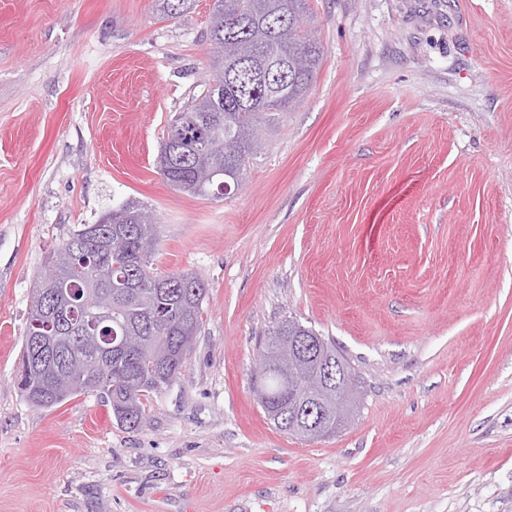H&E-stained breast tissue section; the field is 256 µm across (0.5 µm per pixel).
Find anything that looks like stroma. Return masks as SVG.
I'll return each instance as SVG.
<instances>
[{
  "label": "stroma",
  "mask_w": 512,
  "mask_h": 512,
  "mask_svg": "<svg viewBox=\"0 0 512 512\" xmlns=\"http://www.w3.org/2000/svg\"><path fill=\"white\" fill-rule=\"evenodd\" d=\"M213 2L0 0V512H512V0H309V94L202 198L155 160ZM132 200L207 294L144 423L97 429L103 398L34 408L17 367L49 253ZM286 318L359 376L329 438L252 392Z\"/></svg>",
  "instance_id": "1"
}]
</instances>
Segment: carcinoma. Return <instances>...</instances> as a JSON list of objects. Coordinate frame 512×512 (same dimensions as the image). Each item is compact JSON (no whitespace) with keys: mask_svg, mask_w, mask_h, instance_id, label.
Returning a JSON list of instances; mask_svg holds the SVG:
<instances>
[{"mask_svg":"<svg viewBox=\"0 0 512 512\" xmlns=\"http://www.w3.org/2000/svg\"><path fill=\"white\" fill-rule=\"evenodd\" d=\"M309 0H214L207 30L212 74L203 91L183 109L185 126L168 127L157 158L161 176L176 190L212 197L221 182L231 190L247 180L250 160L261 149L252 129L272 126L277 115L299 104L320 69L324 48L310 38ZM210 130L209 148L197 153L196 132ZM157 224L135 201L105 213L95 224L71 233L48 257L49 275L77 290L93 280L112 292V319L102 330L121 334L134 330L143 341L135 350H114L105 360L97 394L112 405L115 421L127 428L146 417L145 400L169 386L182 373L201 327L206 288L189 272L161 274L154 268ZM92 310L80 303L63 318L76 328L79 356L94 360L99 350L86 334ZM35 312L28 313L21 361H26L35 337L45 332ZM313 330L294 319L273 327L259 358L273 368L253 382L261 407L279 431L288 427V382L275 368L288 361V344ZM330 341L315 350V361L336 362ZM18 387L30 405L52 408L91 393L89 389L57 388L38 374L18 377Z\"/></svg>","mask_w":512,"mask_h":512,"instance_id":"1","label":"carcinoma"}]
</instances>
